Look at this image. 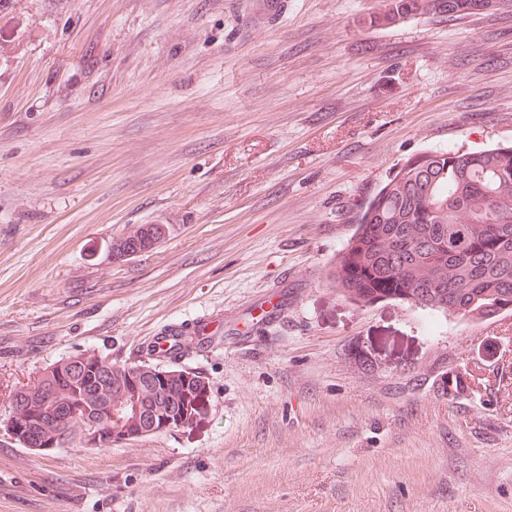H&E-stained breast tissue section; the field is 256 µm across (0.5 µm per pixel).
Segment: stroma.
Wrapping results in <instances>:
<instances>
[{
	"instance_id": "35a3bbf8",
	"label": "stroma",
	"mask_w": 512,
	"mask_h": 512,
	"mask_svg": "<svg viewBox=\"0 0 512 512\" xmlns=\"http://www.w3.org/2000/svg\"><path fill=\"white\" fill-rule=\"evenodd\" d=\"M377 3L0 0V384L92 351L209 385L193 426L48 455L0 395V512H512V312L326 278L406 159L512 144V11ZM368 16L369 26L390 28L420 16L462 18L512 8V0H380ZM141 227V226H140ZM140 227H138L136 230L134 229L132 232H130L128 235L121 237L120 239L114 240L113 245L117 244L118 242L128 241L125 248H122L121 254L114 255V258L117 260H127L130 259L137 254L140 253V248L143 247H149L153 248L157 246L161 240L164 238L163 236V227L161 224H145L139 231ZM139 231V240L138 241H130V239L135 238L136 234ZM162 233V235L159 236V234ZM150 248H145V250H148ZM144 250V251H145ZM10 434L21 446L26 447L29 450L36 451L41 454H46L59 448L64 442V436L60 432L49 435L41 439L38 444H31L28 433H24V428L16 420H9L8 422Z\"/></svg>"
}]
</instances>
